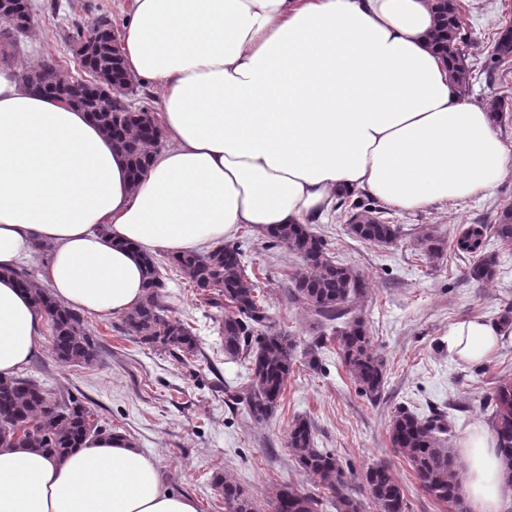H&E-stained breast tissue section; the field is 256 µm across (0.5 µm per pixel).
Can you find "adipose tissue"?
<instances>
[{
  "label": "adipose tissue",
  "mask_w": 512,
  "mask_h": 512,
  "mask_svg": "<svg viewBox=\"0 0 512 512\" xmlns=\"http://www.w3.org/2000/svg\"><path fill=\"white\" fill-rule=\"evenodd\" d=\"M432 0H133L122 43L133 83L161 91L166 145L140 181L83 110L0 71V378L37 353L44 317L11 270L41 250L44 287L89 315L131 311L141 257L204 252L243 226L321 219L342 194L403 211L483 196L512 150L463 101L432 45ZM502 334L474 315L448 351L485 359ZM472 512H502L484 427L464 441ZM0 512H197L124 435L64 458L0 446Z\"/></svg>",
  "instance_id": "obj_1"
}]
</instances>
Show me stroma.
I'll return each instance as SVG.
<instances>
[{
	"label": "stroma",
	"mask_w": 512,
	"mask_h": 512,
	"mask_svg": "<svg viewBox=\"0 0 512 512\" xmlns=\"http://www.w3.org/2000/svg\"><path fill=\"white\" fill-rule=\"evenodd\" d=\"M470 38L471 70L467 101L506 104V120L495 130L512 147V59L496 62L489 50L497 32L512 21V0H461ZM34 24L17 49L0 54V67L19 72L38 69L55 59L64 73L77 76L71 35L98 17L110 20L123 35L132 0H31ZM512 207V174L485 197L438 204L423 210H392L397 239L387 246L361 242L348 229L349 207L337 208L315 221L314 231L327 241L339 262L352 267L368 289L353 308L387 362V383L377 400L361 396L343 367L333 340L290 293L296 256L271 246L265 235L243 226L232 242L248 256L264 289L271 315L294 336L297 361L284 398L273 416L255 421L246 404H226L224 388L243 385L245 362L225 358L219 309L209 307L176 276L166 279V303L173 315L188 320L199 340L196 355L179 359L141 346L123 330L120 316H89L98 359L75 366L58 363L49 343H42L21 370L43 382L53 397L72 394L97 414L103 427L126 435L137 448L155 457L172 491L192 497L198 512H225L214 478L226 474L253 498L258 512H270L268 498L283 483L308 480L285 446L289 423L306 418L319 447L331 450L347 476L348 493L364 512H376L361 475L368 466L390 464L403 485L411 512H454L424 493L407 461L392 448L387 434L396 409L426 417L444 414L449 446L461 450L466 434L488 425L482 403L498 380L512 377V334L480 362H463L448 352V328L466 316L497 319L512 304V246L500 252L497 277L479 283L468 272L474 259L446 251L429 262L417 245L426 232L445 239L467 224H493L503 207ZM317 365H310V358Z\"/></svg>",
	"instance_id": "stroma-1"
}]
</instances>
